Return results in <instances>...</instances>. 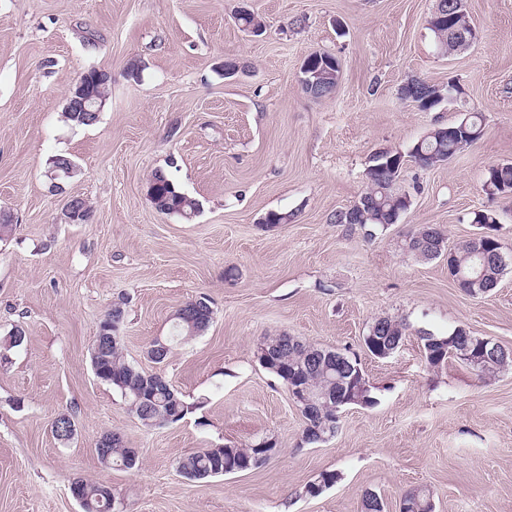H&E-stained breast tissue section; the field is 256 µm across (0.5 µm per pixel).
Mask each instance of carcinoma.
Returning a JSON list of instances; mask_svg holds the SVG:
<instances>
[{
	"instance_id": "obj_1",
	"label": "carcinoma",
	"mask_w": 512,
	"mask_h": 512,
	"mask_svg": "<svg viewBox=\"0 0 512 512\" xmlns=\"http://www.w3.org/2000/svg\"><path fill=\"white\" fill-rule=\"evenodd\" d=\"M470 18L466 7V0H437L434 14L430 17L429 28L433 32L437 45L446 51L451 49L448 44V29L470 31ZM98 70L91 68L86 71V78L82 87L72 85L68 98L81 92L84 97L93 100L107 94L108 88L101 86L97 81ZM403 100L420 111H427L442 101V90L424 80L413 79L402 90ZM483 116L479 112H468L464 117L448 125H440L431 129L423 138L419 139L411 148V157L419 168H431L435 163L448 161L462 151L460 143L474 144L483 136ZM402 160L398 152H387V157L379 159L371 158V165L366 172V186L359 195L365 199L361 203L362 210L358 211L353 220H348L345 211L339 210L331 216L333 224H347L353 222L360 226V230L366 237L372 239L377 233L397 222L401 214L411 206L409 196L399 193L395 189V183L400 172H393L386 166L388 159ZM149 182L153 188L149 193L154 207L169 215L179 216L187 221L193 219L199 209L196 199L182 192L179 187L162 170H156L151 174ZM484 184L505 192H512V163H498L485 169ZM471 223L491 232L497 230L498 216L489 210L472 212ZM458 265L465 272L474 270L486 271V279L492 280L502 275L499 268L497 254L488 250L485 258L480 259L469 254L467 242H462L456 247ZM213 311L207 298L198 297L197 307L185 303L173 314L175 336L155 339L147 351L148 357L156 365H164L172 352L174 337L189 338L204 332L212 322ZM383 338L385 343L398 345L405 336L406 325L392 319L381 321ZM106 334L112 336L105 352L97 362V369L106 378V384L118 390L128 404L129 411L136 417L143 427H150V423L161 421L165 424H173L180 421L188 411V407L179 393L168 382L154 381L155 374H148L140 370L130 362L124 354L123 337L115 329L106 330ZM280 337H267L259 343L257 349L267 348L274 360L263 368L275 375L283 383H288V375H294L301 385L305 386L313 394H325L327 398L319 401L320 414L316 420H305V424L323 430L333 411L331 404L336 401L338 385L336 383V350L333 348H319L304 342L296 346L277 347ZM426 342L434 340L444 342L447 345H470L479 341V337L473 335H460L458 329H453L446 336L427 334L421 337ZM321 351L325 362L313 368L308 365L309 353ZM512 364V353L507 356L490 359L485 366L476 365L474 369L483 375L493 373ZM112 437V454L109 462L122 465L128 469L135 467L137 459L130 454V449L123 446L120 435L114 433ZM259 457L256 445L246 448L222 447L206 448L189 455L178 462V468L183 475L190 480H201L208 477L228 474L230 470L242 462L255 464ZM81 492L84 501V512H111V502L114 495L110 488L101 484L83 481ZM404 502L419 503L415 512H433V504L430 493L417 488L404 495Z\"/></svg>"
}]
</instances>
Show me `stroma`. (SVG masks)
<instances>
[{
  "instance_id": "stroma-1",
  "label": "stroma",
  "mask_w": 512,
  "mask_h": 512,
  "mask_svg": "<svg viewBox=\"0 0 512 512\" xmlns=\"http://www.w3.org/2000/svg\"><path fill=\"white\" fill-rule=\"evenodd\" d=\"M435 4L0 0V209L14 216L0 241V512H81L76 478L111 488L120 512H364L368 491L399 512L420 487L434 512H512V367L480 376L452 358L433 369L420 340L461 325L512 350V267L472 298L447 260L402 250L424 224L458 245L483 209L512 248V194L483 189L489 165L512 162V0H467L478 38L452 54L429 28ZM243 6L262 35L236 23ZM316 51L340 62L323 99L299 84ZM91 68L111 74L109 94L95 125L74 126L66 98ZM416 78L456 82L461 98L407 106L401 89ZM467 108L482 113L483 137L431 169L406 162L396 188L412 205L396 224L372 239L331 224L363 191L375 152L409 153ZM59 154L78 174L54 193L46 171ZM157 169L199 201L192 221L154 208ZM73 195L91 205L89 223L66 221ZM271 211L288 223L263 224ZM203 295L207 330L164 366L150 362L174 312ZM119 300L128 360L163 372L189 406L177 423L142 427L92 371L100 323ZM379 317L408 325L386 359L362 345ZM266 336L358 355L375 405L346 408L335 437L303 443L300 411L255 356ZM62 413L76 428L66 443L52 431ZM107 431L138 450L136 469L101 462ZM264 439L278 452L257 469L192 481L176 468L205 448ZM324 472L333 483L309 495Z\"/></svg>"
}]
</instances>
